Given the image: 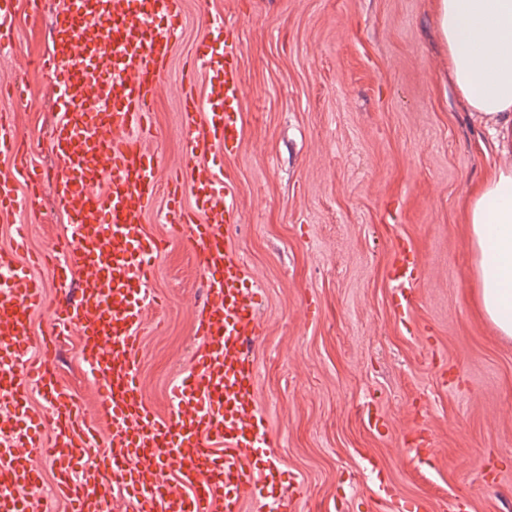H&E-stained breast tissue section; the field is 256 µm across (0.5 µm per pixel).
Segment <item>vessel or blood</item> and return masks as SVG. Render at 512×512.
<instances>
[{
  "label": "vessel or blood",
  "instance_id": "vessel-or-blood-1",
  "mask_svg": "<svg viewBox=\"0 0 512 512\" xmlns=\"http://www.w3.org/2000/svg\"><path fill=\"white\" fill-rule=\"evenodd\" d=\"M48 9L50 49L42 67L56 83L53 184L69 221L52 263L61 280L80 277L75 296L58 303L40 361L29 363L31 321L45 287L13 248L0 249V512H37L32 496L46 477L71 512H110L121 493L133 512H241L242 492L272 497L292 512L275 484L272 439L260 409L247 343L262 334L260 289L236 255L231 229L241 210L223 170L240 142L237 109L240 44L203 46L205 96L181 88L185 161L172 182L167 223L187 232L198 255L206 300L198 314L194 363L170 387L173 410L158 416L140 381V334L147 308L158 306L147 282L165 241L144 225L158 190L159 157L145 147L150 106L182 29L180 0H33ZM16 135L0 114V222L36 205L38 168L20 162ZM423 269L402 258L389 272L400 307H408ZM79 334L80 359L102 392L108 437L81 417L52 371L59 349ZM39 393L43 410L30 404ZM106 452H99L100 440Z\"/></svg>",
  "mask_w": 512,
  "mask_h": 512
}]
</instances>
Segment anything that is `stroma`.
Masks as SVG:
<instances>
[{
  "label": "stroma",
  "instance_id": "obj_1",
  "mask_svg": "<svg viewBox=\"0 0 512 512\" xmlns=\"http://www.w3.org/2000/svg\"><path fill=\"white\" fill-rule=\"evenodd\" d=\"M184 28L155 94L160 187L146 215L169 239L149 287L141 377L169 415L168 385L193 364L204 300L186 233L164 218L183 164L178 80L222 17L241 44V140L224 168L244 216L232 241L262 292L251 349L261 408L292 512H512V339L473 302L466 201L502 157L448 81L429 0H181ZM51 19L17 0V41L0 48V97L44 181L21 213L20 261L66 232L52 192L56 90L38 68ZM410 244L426 274L408 311L387 277ZM78 336L55 370L83 417L102 423Z\"/></svg>",
  "mask_w": 512,
  "mask_h": 512
}]
</instances>
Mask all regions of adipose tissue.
Returning a JSON list of instances; mask_svg holds the SVG:
<instances>
[{"mask_svg": "<svg viewBox=\"0 0 512 512\" xmlns=\"http://www.w3.org/2000/svg\"><path fill=\"white\" fill-rule=\"evenodd\" d=\"M448 51V78L497 147L512 148V0H431ZM476 253L475 303L512 338V167H500L467 201Z\"/></svg>", "mask_w": 512, "mask_h": 512, "instance_id": "1", "label": "adipose tissue"}]
</instances>
